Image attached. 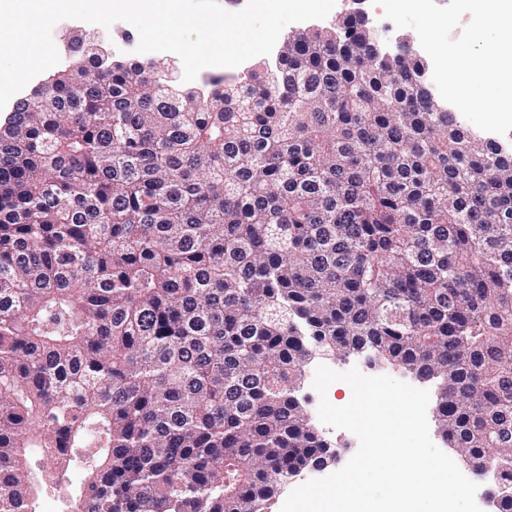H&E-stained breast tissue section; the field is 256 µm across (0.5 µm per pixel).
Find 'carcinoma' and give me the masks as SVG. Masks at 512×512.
Here are the masks:
<instances>
[{
    "label": "carcinoma",
    "instance_id": "1",
    "mask_svg": "<svg viewBox=\"0 0 512 512\" xmlns=\"http://www.w3.org/2000/svg\"><path fill=\"white\" fill-rule=\"evenodd\" d=\"M351 13L204 90L87 49L0 124V512H263L313 352L439 384L512 512V147Z\"/></svg>",
    "mask_w": 512,
    "mask_h": 512
}]
</instances>
